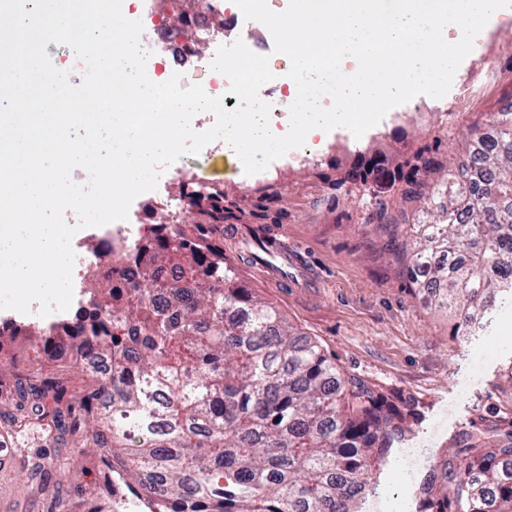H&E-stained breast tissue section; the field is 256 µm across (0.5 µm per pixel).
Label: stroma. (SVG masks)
Instances as JSON below:
<instances>
[{
  "instance_id": "35a3bbf8",
  "label": "stroma",
  "mask_w": 512,
  "mask_h": 512,
  "mask_svg": "<svg viewBox=\"0 0 512 512\" xmlns=\"http://www.w3.org/2000/svg\"><path fill=\"white\" fill-rule=\"evenodd\" d=\"M512 101V20L482 30L440 99L414 97L391 109L362 137L342 127L329 131L302 160L280 158L267 175L236 170L220 183L224 222L213 244L253 296L277 307L300 335L318 342L346 374L415 395L425 419L414 441L424 450L415 469L423 478L449 442L480 413L506 403L502 376L512 366V303L494 308L485 328L458 342L446 312L414 294L374 218L419 221V204L405 202L401 184H351L344 176L364 157L384 155L391 171L409 174V159L428 152L439 162L427 182L447 178L465 155L469 129L485 124ZM259 227L267 238L289 240L323 279L318 289L274 287L250 262L242 238ZM43 450L54 444L42 423L12 430L0 418V446ZM404 465L387 464L362 503V512H399L405 498Z\"/></svg>"
}]
</instances>
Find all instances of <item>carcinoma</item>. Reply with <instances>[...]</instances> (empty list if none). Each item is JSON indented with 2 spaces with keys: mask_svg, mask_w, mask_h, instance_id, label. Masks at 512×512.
Instances as JSON below:
<instances>
[{
  "mask_svg": "<svg viewBox=\"0 0 512 512\" xmlns=\"http://www.w3.org/2000/svg\"><path fill=\"white\" fill-rule=\"evenodd\" d=\"M435 160L414 157L405 199L435 207L433 224L377 227L402 273L453 314L452 335L469 336L498 302L512 301V103L490 131H474L459 173L425 194L417 176ZM388 176L381 160L354 179ZM224 221L219 191L206 196ZM155 269L123 294L95 298L107 324L76 347L112 356V377L79 389L59 375L16 378L10 423L48 421L63 472L86 469L84 451L147 497L181 501L185 512H359L372 476L395 456L422 416L416 398L339 372L273 306L246 295L224 259L177 227L154 252ZM171 295L172 311L155 306ZM419 490L425 512H512V406L479 416ZM21 473L50 512H105L96 487L49 485L41 451Z\"/></svg>",
  "mask_w": 512,
  "mask_h": 512,
  "instance_id": "carcinoma-1",
  "label": "carcinoma"
}]
</instances>
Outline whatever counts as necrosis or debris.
I'll return each mask as SVG.
<instances>
[{
	"instance_id": "1",
	"label": "necrosis or debris",
	"mask_w": 512,
	"mask_h": 512,
	"mask_svg": "<svg viewBox=\"0 0 512 512\" xmlns=\"http://www.w3.org/2000/svg\"><path fill=\"white\" fill-rule=\"evenodd\" d=\"M137 11L149 32L142 47L151 53L149 61L155 66L156 76L178 71L185 85L199 84L209 95L221 97L225 109L238 106V97L228 91V79L211 70V53H201L185 40L169 39L153 0H139ZM238 13L232 0H207L206 8L190 14L188 25L215 48L224 43L223 21H235ZM213 187V182L201 173L181 178L178 195L169 197L156 190L143 193L127 223L115 221L96 227L74 245L73 286L82 299L77 311H55L46 316L35 309L22 315L13 311L7 325H0V335H11L13 328L22 326L39 336H61L73 332L75 323L89 326L98 322L100 314L93 303L92 288L105 282L119 292L129 288L146 270L147 261L140 256L142 249L157 248L167 235L168 225L178 223L181 215ZM130 223L138 225V234L127 231Z\"/></svg>"
}]
</instances>
